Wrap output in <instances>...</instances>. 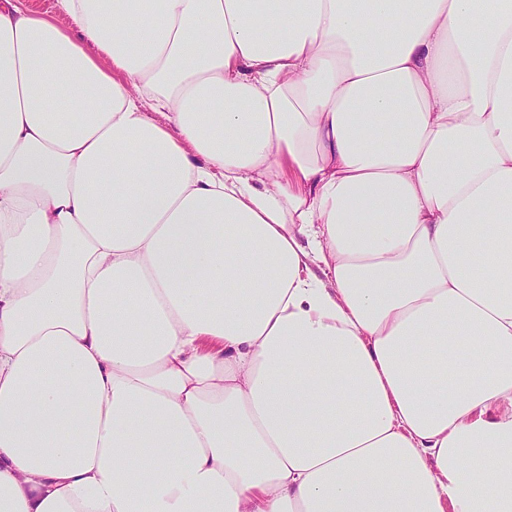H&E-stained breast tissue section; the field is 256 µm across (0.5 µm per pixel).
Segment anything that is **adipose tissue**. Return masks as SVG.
I'll list each match as a JSON object with an SVG mask.
<instances>
[{
    "label": "adipose tissue",
    "instance_id": "obj_1",
    "mask_svg": "<svg viewBox=\"0 0 512 512\" xmlns=\"http://www.w3.org/2000/svg\"><path fill=\"white\" fill-rule=\"evenodd\" d=\"M0 512H512V0H0Z\"/></svg>",
    "mask_w": 512,
    "mask_h": 512
}]
</instances>
